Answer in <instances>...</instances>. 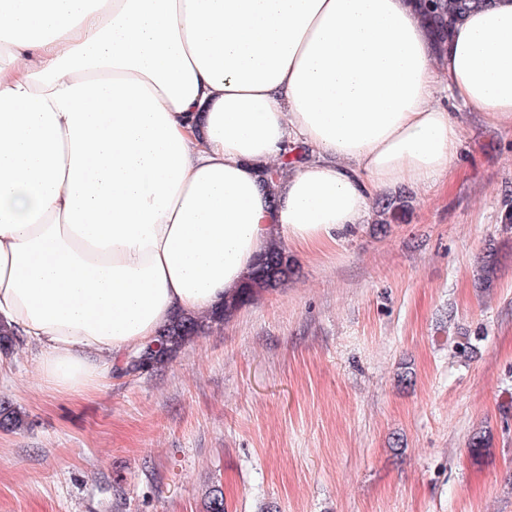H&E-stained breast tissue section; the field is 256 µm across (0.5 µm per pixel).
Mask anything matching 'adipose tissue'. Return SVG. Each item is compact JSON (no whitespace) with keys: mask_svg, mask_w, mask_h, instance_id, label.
I'll use <instances>...</instances> for the list:
<instances>
[{"mask_svg":"<svg viewBox=\"0 0 512 512\" xmlns=\"http://www.w3.org/2000/svg\"><path fill=\"white\" fill-rule=\"evenodd\" d=\"M411 3L0 0V320L46 387L104 388L270 242L315 249L435 187L453 104L512 125V0L443 56Z\"/></svg>","mask_w":512,"mask_h":512,"instance_id":"obj_1","label":"adipose tissue"}]
</instances>
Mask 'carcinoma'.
<instances>
[{"mask_svg":"<svg viewBox=\"0 0 512 512\" xmlns=\"http://www.w3.org/2000/svg\"><path fill=\"white\" fill-rule=\"evenodd\" d=\"M414 3L433 36L435 52L441 55L447 52L448 40L465 16L475 8L490 4L491 0H414ZM293 266L292 258L281 246L268 247L260 263L247 273L236 291L224 298V306L206 317L174 316L156 336L155 343L130 355L119 373L127 376L162 370L193 338L207 334L262 293L282 285L288 280ZM26 425V415L10 402L0 399V431L17 432Z\"/></svg>","mask_w":512,"mask_h":512,"instance_id":"1","label":"carcinoma"}]
</instances>
